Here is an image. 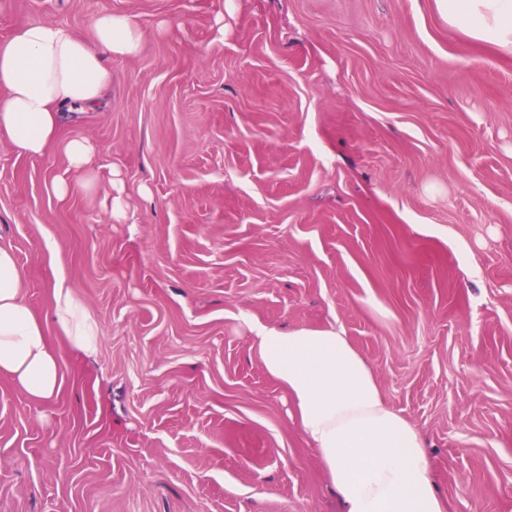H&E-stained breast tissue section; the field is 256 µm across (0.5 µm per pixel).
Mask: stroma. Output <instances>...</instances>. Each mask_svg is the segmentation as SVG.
Segmentation results:
<instances>
[{
    "mask_svg": "<svg viewBox=\"0 0 512 512\" xmlns=\"http://www.w3.org/2000/svg\"><path fill=\"white\" fill-rule=\"evenodd\" d=\"M104 9L144 39L64 131L94 185L57 200L62 152L0 140V247L63 378L0 373V512H342L252 321L343 330L448 512H512V54L434 0H0V40ZM52 316L70 342L85 355L92 356L99 347V328L89 310L58 277L53 286Z\"/></svg>",
    "mask_w": 512,
    "mask_h": 512,
    "instance_id": "1",
    "label": "stroma"
}]
</instances>
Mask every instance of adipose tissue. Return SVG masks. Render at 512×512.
Masks as SVG:
<instances>
[{
    "instance_id": "ef3b65f1",
    "label": "adipose tissue",
    "mask_w": 512,
    "mask_h": 512,
    "mask_svg": "<svg viewBox=\"0 0 512 512\" xmlns=\"http://www.w3.org/2000/svg\"><path fill=\"white\" fill-rule=\"evenodd\" d=\"M449 27L512 52V0H435ZM92 39L47 20L28 22L0 41V138L27 158L59 147L65 173L48 191L65 200L71 177L91 173L98 144L61 138L64 125L99 108L112 87L115 57L138 54L143 31L109 10L91 20ZM15 254L0 247V373L24 394L53 398L59 364L40 318L23 298ZM52 316L85 355L99 347V328L66 285L53 284ZM251 330L266 371L291 396L296 415L343 504V512H446L417 429L388 408L370 366L336 329Z\"/></svg>"
}]
</instances>
